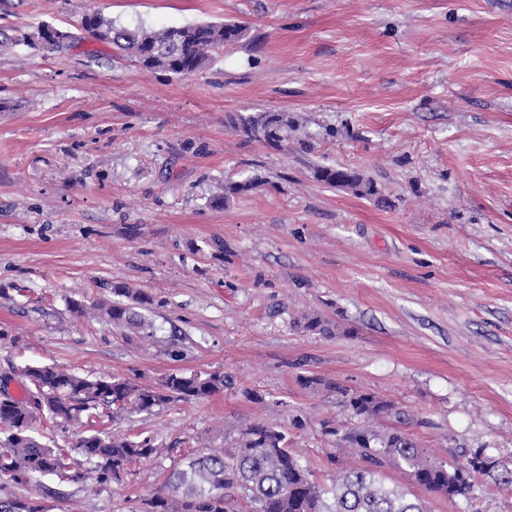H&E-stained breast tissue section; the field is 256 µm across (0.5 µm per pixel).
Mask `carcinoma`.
I'll return each mask as SVG.
<instances>
[{"label":"carcinoma","mask_w":512,"mask_h":512,"mask_svg":"<svg viewBox=\"0 0 512 512\" xmlns=\"http://www.w3.org/2000/svg\"><path fill=\"white\" fill-rule=\"evenodd\" d=\"M82 22L95 40L134 58L146 70H164L177 76L204 69L212 55L242 41L249 27L243 23H203L147 30L117 26L98 12L86 14ZM233 127L275 152L296 144L302 151L314 147L304 132V119L288 112H253L230 118ZM312 178L330 188L343 189L358 197L389 206L376 183L342 166L315 165ZM265 184L261 176L224 182V193L209 198L219 207L231 198L247 194ZM112 294L127 302L73 303L78 314L97 313L112 325L137 336H153V325L144 311L151 297L123 284L112 285ZM294 326L322 336L335 335L334 326L313 315ZM20 379L24 394L0 397V512H44L40 493L62 495L61 488L97 487L119 483L137 462L156 460L162 448L151 436L114 437L98 425L101 410L115 406L130 413H148L172 402L204 400L233 386L222 371L185 374L172 372L156 386L138 385L129 378L104 375L91 378L50 364H26L0 376V381ZM299 385L313 392L334 391L340 403L358 424L342 429L330 421L321 424L322 434L336 448L355 449L363 465L341 468L331 483L321 484L288 446V433L265 423H252L239 431L235 447L211 449L176 467L168 477L170 490L144 500L142 512H234L237 499L250 504L251 512H426L423 499L404 489L388 487L383 470L393 465L405 471L410 481L430 493L473 506V479L477 473L497 468L496 460L478 448L463 463L433 464L399 425L408 421L394 404L368 391L351 390L314 374L297 376ZM379 419L396 425L386 432L372 428ZM51 420L81 432L75 459L59 445L54 431L42 432L38 424ZM53 477L57 487L44 484Z\"/></svg>","instance_id":"1"}]
</instances>
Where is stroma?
<instances>
[{"label":"stroma","mask_w":512,"mask_h":512,"mask_svg":"<svg viewBox=\"0 0 512 512\" xmlns=\"http://www.w3.org/2000/svg\"><path fill=\"white\" fill-rule=\"evenodd\" d=\"M94 11L250 31L182 78L93 40ZM44 24L66 50L42 49ZM258 111L336 134L277 153L230 125ZM316 164L360 170L392 207L317 183ZM253 174L265 186L206 206ZM114 284L152 297L154 338L74 312ZM311 315L336 334L294 328ZM0 332L16 340L0 374L42 363L235 384L109 410L111 434L153 436L165 455L44 498L45 512H140L174 466L253 422L286 430L329 483L330 453L360 459L322 436L350 414L303 389L306 371L411 414L430 462L482 448L512 470V0H0Z\"/></svg>","instance_id":"obj_1"}]
</instances>
